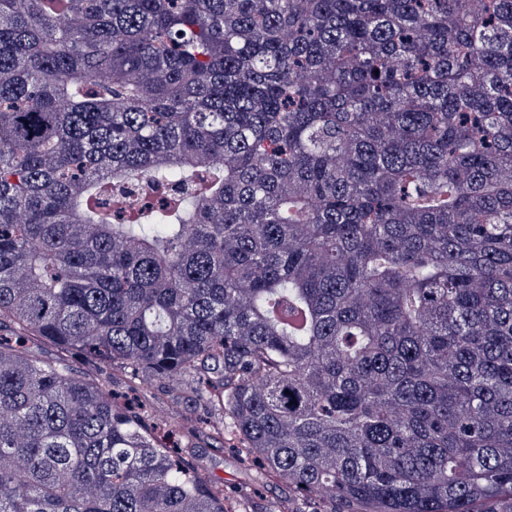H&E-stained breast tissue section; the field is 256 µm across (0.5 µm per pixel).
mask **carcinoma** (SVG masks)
Listing matches in <instances>:
<instances>
[{
	"label": "carcinoma",
	"instance_id": "1",
	"mask_svg": "<svg viewBox=\"0 0 512 512\" xmlns=\"http://www.w3.org/2000/svg\"><path fill=\"white\" fill-rule=\"evenodd\" d=\"M359 505L512 512V0H0V512ZM205 443L200 444V451L203 453L206 475L224 484V492L235 486L251 484L254 473L246 470L234 455L222 449L211 448Z\"/></svg>",
	"mask_w": 512,
	"mask_h": 512
}]
</instances>
